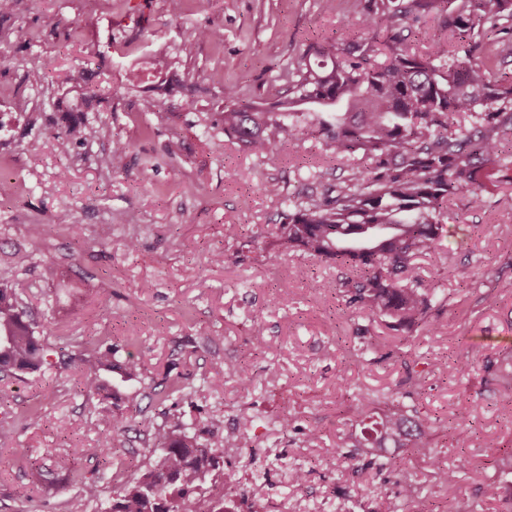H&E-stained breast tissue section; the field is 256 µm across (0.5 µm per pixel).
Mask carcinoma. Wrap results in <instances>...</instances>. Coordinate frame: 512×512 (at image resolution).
I'll list each match as a JSON object with an SVG mask.
<instances>
[{
  "instance_id": "obj_1",
  "label": "carcinoma",
  "mask_w": 512,
  "mask_h": 512,
  "mask_svg": "<svg viewBox=\"0 0 512 512\" xmlns=\"http://www.w3.org/2000/svg\"><path fill=\"white\" fill-rule=\"evenodd\" d=\"M443 16L438 29L426 20ZM512 0H357L350 36L310 46L297 57L288 93L270 106H224L219 128L250 153L272 159L285 138L310 130L336 156L360 154L369 165L353 167L322 198L282 199L284 222L263 248L279 263L304 251L352 271L350 302L388 319L394 330L410 329L436 307L437 288L411 276V261L436 251L444 233L448 199L481 188L486 169L501 161L502 140L512 138V75L496 77L512 53ZM474 119V132L459 117ZM90 128L76 119L57 136L63 146L85 141ZM128 144L117 142L103 163L123 167ZM118 348L94 345L77 357L79 386L88 397L133 403L120 394L112 373L137 377L138 361L117 359ZM49 350L20 305L17 289L0 280V372L22 379L49 364ZM247 392L245 366H227ZM372 398L355 404L364 421L359 447L392 442L428 459L432 443L415 415L391 404L384 418L370 420ZM155 467L112 486L105 512H197L208 490L206 512H237L230 477L220 472L217 448H236L232 434L197 435L194 423L176 417L151 434ZM400 475V494L418 489L403 464L379 463Z\"/></svg>"
}]
</instances>
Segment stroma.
I'll list each match as a JSON object with an SVG mask.
<instances>
[{
    "label": "stroma",
    "instance_id": "obj_1",
    "mask_svg": "<svg viewBox=\"0 0 512 512\" xmlns=\"http://www.w3.org/2000/svg\"><path fill=\"white\" fill-rule=\"evenodd\" d=\"M354 5L341 0L324 13L319 0H206L176 19L166 0H13L0 14V90L20 119L16 136L0 144V276L18 282L55 359L105 341L141 363L136 379L112 377L139 394L137 406L120 410L86 398L73 367L0 377V512H103L114 470L99 449H115L125 478L137 477L154 463L151 428L171 409L194 420L201 437L241 436L219 454L255 506L380 512L399 501V486L370 461L408 455L356 447L353 406L391 389L437 420L428 431L436 457L413 462L418 495L404 512H465L477 502L501 512L483 498L491 481L512 491V168L478 194L449 199L441 248L412 261L442 303L395 332L349 304L346 269L300 252L271 266L261 252L282 213L263 185L317 197L362 156L322 160V140L302 135L270 160L208 129L225 85L243 104L274 101L306 46L345 39ZM203 28L213 38L192 56L180 53ZM94 87L105 97L85 114L95 135L60 148L53 115L72 111ZM148 100L158 108L147 115ZM119 140L131 149L115 172L101 159ZM173 141L181 145L175 156L167 152ZM62 213L80 236L59 229L25 270H14L8 255L29 247L30 225ZM228 224L240 225L238 238H225ZM217 253L223 265L212 263ZM231 362L247 366L250 391L227 374ZM119 411L127 418L120 432ZM283 419L288 429L279 428ZM455 423L469 428V447L445 439ZM312 426L320 430L314 441L306 438ZM75 447L101 500L86 501L57 465ZM295 467L308 473L303 484L288 482ZM439 467L459 470L453 487L435 482Z\"/></svg>",
    "mask_w": 512,
    "mask_h": 512
}]
</instances>
